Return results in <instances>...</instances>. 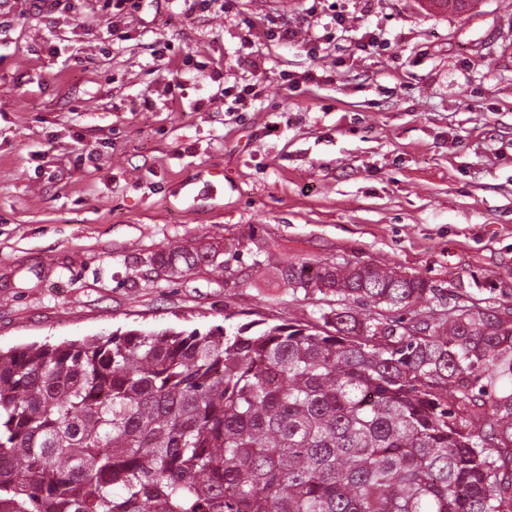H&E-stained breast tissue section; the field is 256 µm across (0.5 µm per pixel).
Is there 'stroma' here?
Masks as SVG:
<instances>
[{
    "label": "stroma",
    "instance_id": "35a3bbf8",
    "mask_svg": "<svg viewBox=\"0 0 512 512\" xmlns=\"http://www.w3.org/2000/svg\"><path fill=\"white\" fill-rule=\"evenodd\" d=\"M311 4L141 0L122 41L101 0L0 6V350L316 320L335 298L278 277L304 261L512 302V0ZM247 84L245 104L221 94ZM175 241L214 264L169 277L152 259Z\"/></svg>",
    "mask_w": 512,
    "mask_h": 512
}]
</instances>
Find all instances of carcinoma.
Returning a JSON list of instances; mask_svg holds the SVG:
<instances>
[{
  "label": "carcinoma",
  "instance_id": "1",
  "mask_svg": "<svg viewBox=\"0 0 512 512\" xmlns=\"http://www.w3.org/2000/svg\"><path fill=\"white\" fill-rule=\"evenodd\" d=\"M278 272L336 307L0 351V512H512V304L439 311L349 259Z\"/></svg>",
  "mask_w": 512,
  "mask_h": 512
}]
</instances>
